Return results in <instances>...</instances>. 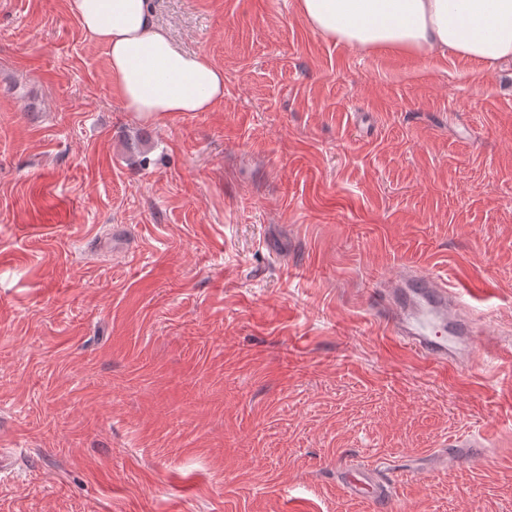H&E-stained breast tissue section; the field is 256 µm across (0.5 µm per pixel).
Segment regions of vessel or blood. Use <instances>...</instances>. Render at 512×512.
<instances>
[{"instance_id": "1", "label": "vessel or blood", "mask_w": 512, "mask_h": 512, "mask_svg": "<svg viewBox=\"0 0 512 512\" xmlns=\"http://www.w3.org/2000/svg\"><path fill=\"white\" fill-rule=\"evenodd\" d=\"M373 305L399 346L436 364L454 365L461 358L482 355L496 344L461 316V294L430 272L404 269L375 293ZM486 440L480 432L449 439L447 451L438 458V468L474 461ZM380 466L379 460L371 458L364 464L341 463L338 471L350 496L369 502L376 512H385L391 500V482L378 476Z\"/></svg>"}]
</instances>
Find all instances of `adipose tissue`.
Instances as JSON below:
<instances>
[{
  "label": "adipose tissue",
  "instance_id": "1",
  "mask_svg": "<svg viewBox=\"0 0 512 512\" xmlns=\"http://www.w3.org/2000/svg\"><path fill=\"white\" fill-rule=\"evenodd\" d=\"M107 49L112 86L128 111L209 112L224 99V70L186 52L148 0H67ZM317 33L356 53L437 54L488 67L512 60V0H296Z\"/></svg>",
  "mask_w": 512,
  "mask_h": 512
}]
</instances>
